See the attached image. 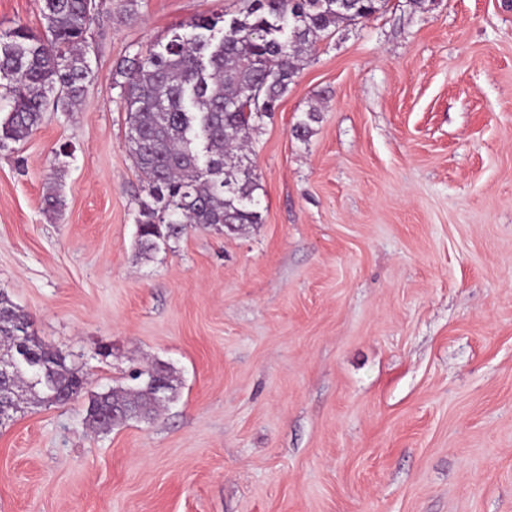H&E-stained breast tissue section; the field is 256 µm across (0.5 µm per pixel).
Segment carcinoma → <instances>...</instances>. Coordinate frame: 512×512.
I'll use <instances>...</instances> for the list:
<instances>
[{
	"label": "carcinoma",
	"mask_w": 512,
	"mask_h": 512,
	"mask_svg": "<svg viewBox=\"0 0 512 512\" xmlns=\"http://www.w3.org/2000/svg\"><path fill=\"white\" fill-rule=\"evenodd\" d=\"M221 39L216 22L200 20L120 69L122 103L129 125V151L154 204L139 212L137 246L148 255L194 226L232 234L261 223V189L246 146L250 134L274 112L299 70L302 56L321 36L341 25L363 24L386 0H242ZM45 31L18 25L0 34V82L11 100L0 120V144L28 138L44 112H70L93 77L82 52L92 17L87 0H41ZM318 110L293 127L305 140ZM31 317L0 295V349L24 351L32 361L10 380L12 398L57 405L56 390L76 395L85 379L66 357L30 331ZM134 389L95 395L87 419L112 426L153 416L156 385L174 394L169 367L157 362L141 372ZM124 416L112 419V408Z\"/></svg>",
	"instance_id": "carcinoma-1"
}]
</instances>
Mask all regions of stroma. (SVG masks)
<instances>
[{"instance_id":"1","label":"stroma","mask_w":512,"mask_h":512,"mask_svg":"<svg viewBox=\"0 0 512 512\" xmlns=\"http://www.w3.org/2000/svg\"><path fill=\"white\" fill-rule=\"evenodd\" d=\"M241 7L95 0L80 109L0 147V291L86 377L0 428V512H512V0L324 37L252 134L262 223L142 256L118 68ZM156 361L173 401L91 429Z\"/></svg>"}]
</instances>
